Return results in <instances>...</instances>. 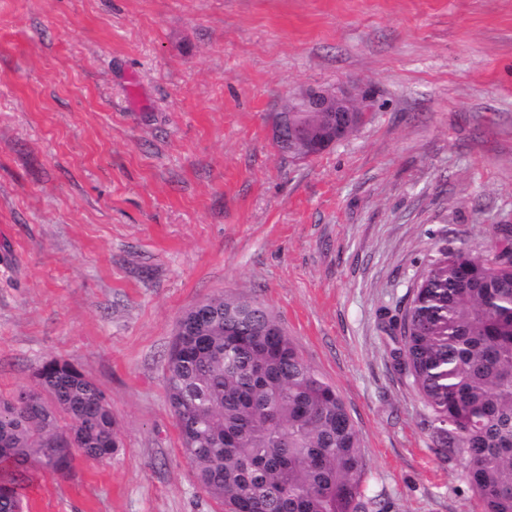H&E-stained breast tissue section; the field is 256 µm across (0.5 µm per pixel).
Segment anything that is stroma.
<instances>
[{
    "label": "stroma",
    "instance_id": "35a3bbf8",
    "mask_svg": "<svg viewBox=\"0 0 512 512\" xmlns=\"http://www.w3.org/2000/svg\"><path fill=\"white\" fill-rule=\"evenodd\" d=\"M352 89L309 160L271 117ZM512 225V0H0V397L74 363L118 450L27 487V512H222L181 450L177 323L232 293L344 399L383 512H481L392 357L440 246ZM277 116L272 120V139L276 149L288 156V140L300 137L306 145L327 141L333 137L331 144L344 140L358 129L362 114L351 92L343 87H324L305 89L280 106ZM291 112H298L297 119L305 127L320 125L326 113L325 123L314 131L302 133L295 131L290 121ZM362 112V113H360ZM289 113V114H288ZM336 130L338 131L337 136Z\"/></svg>",
    "mask_w": 512,
    "mask_h": 512
}]
</instances>
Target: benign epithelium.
I'll return each instance as SVG.
<instances>
[{"label":"benign epithelium","instance_id":"7a95c632","mask_svg":"<svg viewBox=\"0 0 512 512\" xmlns=\"http://www.w3.org/2000/svg\"><path fill=\"white\" fill-rule=\"evenodd\" d=\"M292 112H322L325 123L314 131L302 133L290 121ZM361 113L351 92L343 87L305 89L280 106L272 120V139L280 153L288 152V140L300 137L307 145L329 139L344 140L360 125Z\"/></svg>","mask_w":512,"mask_h":512}]
</instances>
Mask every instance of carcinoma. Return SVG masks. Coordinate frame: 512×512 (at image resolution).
Instances as JSON below:
<instances>
[{
    "mask_svg": "<svg viewBox=\"0 0 512 512\" xmlns=\"http://www.w3.org/2000/svg\"><path fill=\"white\" fill-rule=\"evenodd\" d=\"M489 254L441 246L401 317L398 368L430 409L447 461L483 512H512V229ZM177 324L165 389L199 487L224 512H367L359 431L336 387L300 356L260 302L226 294ZM37 388L0 399V512H23L40 472L64 473L67 422L83 458L117 447L112 406L74 364L50 360Z\"/></svg>",
    "mask_w": 512,
    "mask_h": 512,
    "instance_id": "carcinoma-1",
    "label": "carcinoma"
}]
</instances>
